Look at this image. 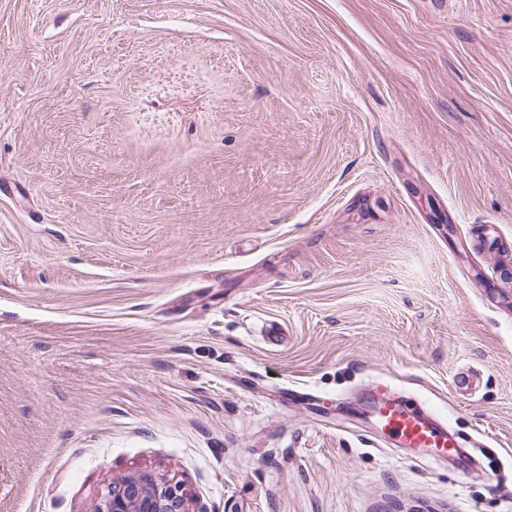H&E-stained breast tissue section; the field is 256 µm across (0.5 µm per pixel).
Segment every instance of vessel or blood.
Listing matches in <instances>:
<instances>
[{
	"mask_svg": "<svg viewBox=\"0 0 512 512\" xmlns=\"http://www.w3.org/2000/svg\"><path fill=\"white\" fill-rule=\"evenodd\" d=\"M376 434L402 448H422L435 458L458 454L463 443L447 423L430 411L413 407L395 394L389 383L372 385L365 395Z\"/></svg>",
	"mask_w": 512,
	"mask_h": 512,
	"instance_id": "1",
	"label": "vessel or blood"
}]
</instances>
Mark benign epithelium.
I'll list each match as a JSON object with an SVG mask.
<instances>
[{
  "label": "benign epithelium",
  "mask_w": 512,
  "mask_h": 512,
  "mask_svg": "<svg viewBox=\"0 0 512 512\" xmlns=\"http://www.w3.org/2000/svg\"><path fill=\"white\" fill-rule=\"evenodd\" d=\"M188 501L181 485L143 474L112 483L97 512H191Z\"/></svg>",
  "instance_id": "7a95c632"
}]
</instances>
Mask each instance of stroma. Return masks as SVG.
I'll use <instances>...</instances> for the list:
<instances>
[{
    "mask_svg": "<svg viewBox=\"0 0 512 512\" xmlns=\"http://www.w3.org/2000/svg\"><path fill=\"white\" fill-rule=\"evenodd\" d=\"M142 473L512 512V0H0V512ZM373 428L400 448H423L434 458H448L464 448L461 439L430 411L409 406L395 394L390 383L377 382L365 393Z\"/></svg>",
    "mask_w": 512,
    "mask_h": 512,
    "instance_id": "1",
    "label": "stroma"
}]
</instances>
